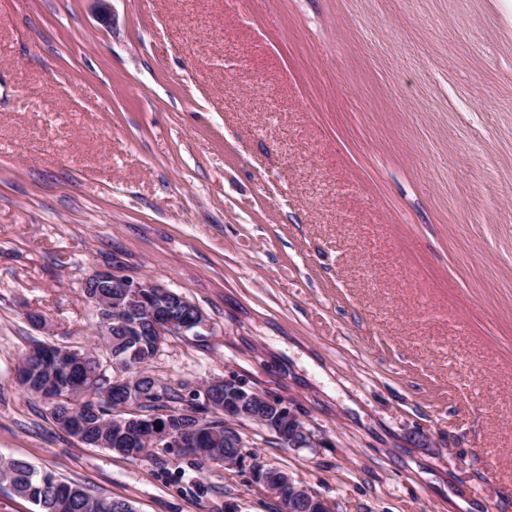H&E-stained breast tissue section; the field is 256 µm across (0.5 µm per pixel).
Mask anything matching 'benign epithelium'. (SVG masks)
I'll return each instance as SVG.
<instances>
[{
    "label": "benign epithelium",
    "instance_id": "1",
    "mask_svg": "<svg viewBox=\"0 0 512 512\" xmlns=\"http://www.w3.org/2000/svg\"><path fill=\"white\" fill-rule=\"evenodd\" d=\"M87 280L100 288H113L129 295L131 300L123 307V316L116 315L114 320L122 318L129 321L134 318L138 325L147 324V335L154 338L156 347L167 336H184L188 333L196 336L198 330L207 327L206 317L196 304L153 279H133L110 271H98L87 277ZM92 301L96 307L98 333L108 336L109 321L101 317V312L112 311V294L98 293L92 296ZM35 354L43 367L54 371L65 369L73 359L80 357L76 350L45 343L41 344ZM134 363L136 359L132 353L113 359V375L106 378L108 386L123 387L129 395L138 392L133 386V378L125 376L122 371L123 365ZM254 394L256 390L242 379L213 378L203 389V403L207 404L211 413L224 419V437L233 446L244 447L240 423L249 420L270 425V430L289 448L298 449L310 445V433L302 426L299 415L281 399L260 395L264 406L274 410V419L270 422L259 410H245V402L252 399ZM180 415L185 423L178 430L151 416L139 419L136 431L140 441L145 446L166 447L178 453L184 448L202 446V414L188 406ZM251 474L255 483L278 499L282 512H294L295 508L303 506L308 512H332L327 501L283 470L255 463L251 467Z\"/></svg>",
    "mask_w": 512,
    "mask_h": 512
}]
</instances>
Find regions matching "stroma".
I'll list each match as a JSON object with an SVG mask.
<instances>
[{"label": "stroma", "instance_id": "1", "mask_svg": "<svg viewBox=\"0 0 512 512\" xmlns=\"http://www.w3.org/2000/svg\"><path fill=\"white\" fill-rule=\"evenodd\" d=\"M109 21H101L102 12ZM512 0H0V456L136 512H512ZM204 310L149 372L289 403L241 467L81 444L19 386L93 272ZM42 315L45 326L31 323ZM253 481L277 498L283 512L306 507L308 512H332L330 504L289 473L263 464L251 467Z\"/></svg>", "mask_w": 512, "mask_h": 512}]
</instances>
